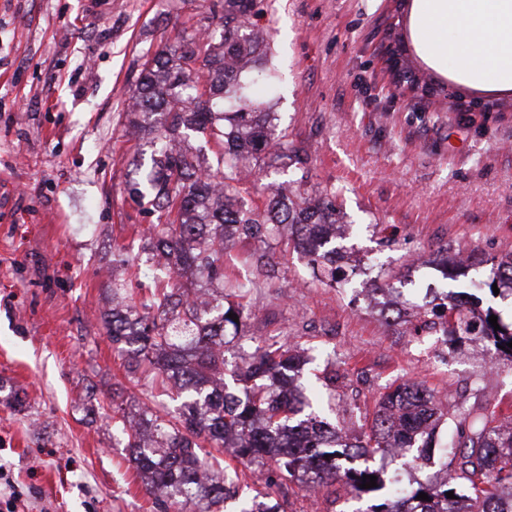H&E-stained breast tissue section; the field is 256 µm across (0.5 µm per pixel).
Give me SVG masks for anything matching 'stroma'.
I'll return each mask as SVG.
<instances>
[{
  "mask_svg": "<svg viewBox=\"0 0 512 512\" xmlns=\"http://www.w3.org/2000/svg\"><path fill=\"white\" fill-rule=\"evenodd\" d=\"M413 2L259 0L277 130L306 148L309 190L335 194L344 263L331 288L273 240L272 280L240 243L224 266L255 284L247 336L311 349L336 379L337 409L373 412L386 387L413 381L512 416L511 358L464 343L424 353L367 298L384 285L420 302L424 285L470 284L512 252V89L464 84L450 59L434 66ZM218 3L0 0V472L17 512H157L110 420L117 407L137 414L147 389L128 379L100 314L113 281L128 280L116 249L143 264L131 288L149 286L147 228L161 221L123 191L153 151L123 134L132 91L156 51L216 24ZM391 38L436 96L378 93ZM459 97L490 104L488 118L457 112ZM291 173L285 160L252 165L245 203L262 205ZM461 251L475 265L443 266Z\"/></svg>",
  "mask_w": 512,
  "mask_h": 512,
  "instance_id": "1",
  "label": "stroma"
}]
</instances>
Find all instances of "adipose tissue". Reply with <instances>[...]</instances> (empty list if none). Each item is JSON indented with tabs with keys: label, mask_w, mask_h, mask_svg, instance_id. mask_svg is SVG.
Segmentation results:
<instances>
[{
	"label": "adipose tissue",
	"mask_w": 512,
	"mask_h": 512,
	"mask_svg": "<svg viewBox=\"0 0 512 512\" xmlns=\"http://www.w3.org/2000/svg\"><path fill=\"white\" fill-rule=\"evenodd\" d=\"M416 30L470 85L512 88V0H415ZM455 31L444 41L442 33Z\"/></svg>",
	"instance_id": "adipose-tissue-1"
}]
</instances>
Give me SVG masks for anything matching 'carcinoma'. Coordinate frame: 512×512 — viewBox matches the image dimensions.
Instances as JSON below:
<instances>
[{"mask_svg": "<svg viewBox=\"0 0 512 512\" xmlns=\"http://www.w3.org/2000/svg\"><path fill=\"white\" fill-rule=\"evenodd\" d=\"M257 0H224L219 39L208 37L199 56L194 42L180 37L147 60L127 112L126 132L157 146L151 164L139 168L124 192L135 202L166 213L167 223L151 225L152 284L144 292L112 289V311L101 314L104 335L136 381L158 384L180 400L178 411L144 405L138 419L121 415L113 428L146 492L160 512H221L236 498L239 475L206 447L231 448L245 462L271 473L267 489L238 500L237 512H285L295 488L318 493L340 481L355 499L381 502L364 512H403L402 494L423 492L421 512H496L495 502L512 497V428L496 423V411L465 413L443 442L435 438L437 396L415 382H403L381 395L368 430L347 436L330 415V401L313 388L292 392L285 372L296 366V348L242 344V364L224 374L225 338L242 335L250 316L242 299L250 284L224 293V247L268 238L292 239L322 267L336 244L322 243L325 227L339 223L336 196L306 189L305 149L275 135V113L251 94L252 86L275 88L258 52ZM200 134L216 140V164L190 153L187 143ZM291 159L296 177L270 186L264 208L240 201L239 172L250 158ZM197 272L208 288L191 290L183 275ZM488 289L512 292V253L492 261ZM445 295L439 313L446 335L455 341L478 336L512 358V323H489L492 309L480 313ZM233 313L238 320L228 317ZM407 448L431 467L451 458L455 476L446 483L419 481L401 491L380 471L365 465L336 469V458L390 455ZM377 486L363 489V476ZM454 492L451 499L446 493Z\"/></svg>", "mask_w": 512, "mask_h": 512, "instance_id": "1", "label": "carcinoma"}]
</instances>
